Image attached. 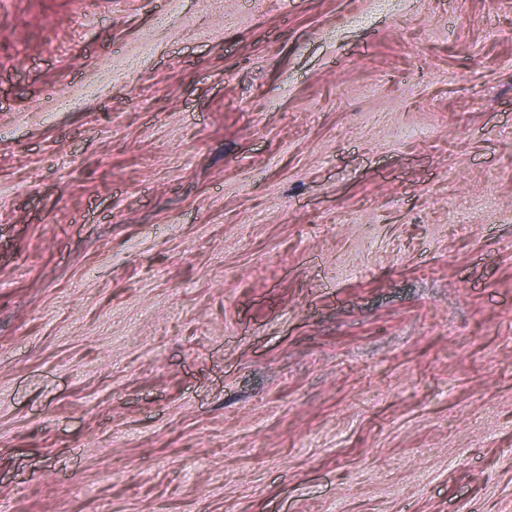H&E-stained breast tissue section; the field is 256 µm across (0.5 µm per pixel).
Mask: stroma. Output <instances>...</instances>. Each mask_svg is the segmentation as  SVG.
<instances>
[{"label": "stroma", "mask_w": 512, "mask_h": 512, "mask_svg": "<svg viewBox=\"0 0 512 512\" xmlns=\"http://www.w3.org/2000/svg\"><path fill=\"white\" fill-rule=\"evenodd\" d=\"M0 512H512V0H0Z\"/></svg>", "instance_id": "stroma-1"}]
</instances>
